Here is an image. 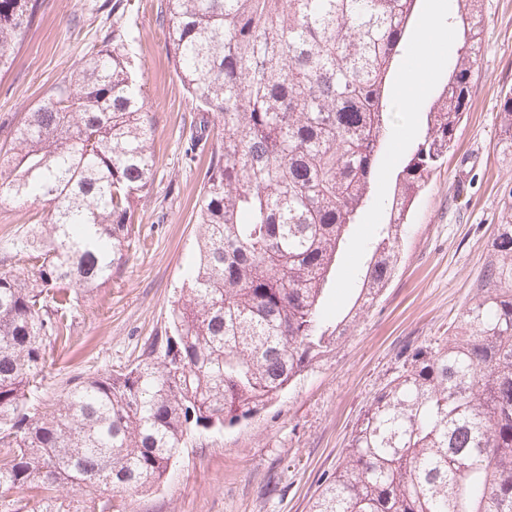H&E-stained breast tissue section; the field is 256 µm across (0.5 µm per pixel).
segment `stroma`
I'll return each instance as SVG.
<instances>
[{"label":"stroma","mask_w":512,"mask_h":512,"mask_svg":"<svg viewBox=\"0 0 512 512\" xmlns=\"http://www.w3.org/2000/svg\"><path fill=\"white\" fill-rule=\"evenodd\" d=\"M113 0H44L11 70L0 77V149L29 109L46 103L64 74L99 44ZM162 0H129L122 22L135 73L156 121L155 181L136 209L126 263L111 282L74 296L67 345L48 353L42 395L59 398L79 378L137 363L167 321L175 292L196 258L194 208L222 131L212 128L194 159L198 111L165 48ZM449 19L432 59L408 27L396 70L433 65L421 87L398 76L387 90L389 133L371 201L330 275L328 323L346 313L368 262L366 246L389 219L395 178L422 138L426 114L448 80L462 44L456 0H441ZM512 89V0H483L482 41L453 147L410 209L394 277L377 303L286 388L268 408L195 437L159 489L114 502L113 512H309L323 477L343 462L353 425L416 348L446 339L474 293L497 226L512 210V154L502 151L500 101Z\"/></svg>","instance_id":"35a3bbf8"}]
</instances>
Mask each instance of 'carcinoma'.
<instances>
[{
  "label": "carcinoma",
  "mask_w": 512,
  "mask_h": 512,
  "mask_svg": "<svg viewBox=\"0 0 512 512\" xmlns=\"http://www.w3.org/2000/svg\"><path fill=\"white\" fill-rule=\"evenodd\" d=\"M481 2L458 0L457 61L396 176L358 295L331 326L329 275L370 198L417 0H165L180 79L224 131L204 172L198 258L142 359L42 407L71 293L125 264L136 201L155 180V117L114 0L110 32L0 153V195L44 213L16 243L22 263L0 272V512H110L112 497L159 486L194 435L272 405L345 334L394 276L406 214L469 108ZM40 9L0 0V74ZM500 119L512 140L511 90ZM310 512H512L511 221L448 339L406 356Z\"/></svg>",
  "instance_id": "obj_1"
}]
</instances>
